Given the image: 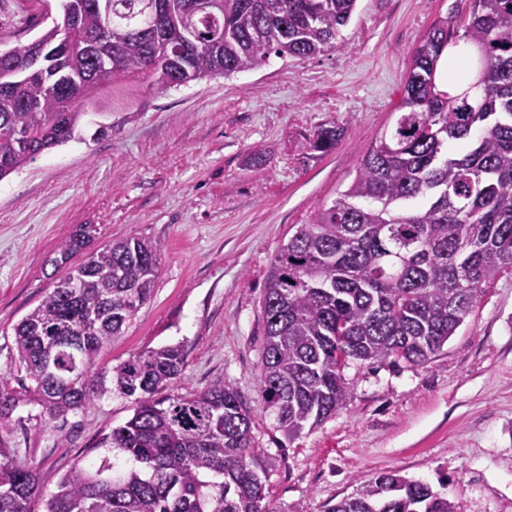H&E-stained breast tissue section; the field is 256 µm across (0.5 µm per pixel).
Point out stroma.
Instances as JSON below:
<instances>
[{"mask_svg": "<svg viewBox=\"0 0 512 512\" xmlns=\"http://www.w3.org/2000/svg\"><path fill=\"white\" fill-rule=\"evenodd\" d=\"M467 0H359L341 48L302 60L270 56L255 69L165 88L126 72L95 89L80 138L0 180V387L28 384L14 327L51 291L50 263L79 225L91 249L139 237L160 250L151 300L101 352L129 356L183 345L187 365L169 394L222 381L253 418L272 512H328L386 470L430 484L458 512H512V271L429 363H351L335 415L286 443L260 403L262 296L270 263L298 225L353 179L363 151L395 119L412 50ZM61 0H0V48L31 43ZM341 137L319 154L320 127ZM133 414L114 394L66 419L19 407L12 440L44 494L103 435ZM340 130L335 127H320L306 142L310 150L326 153L336 146Z\"/></svg>", "mask_w": 512, "mask_h": 512, "instance_id": "35a3bbf8", "label": "stroma"}]
</instances>
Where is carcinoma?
<instances>
[{
	"instance_id": "carcinoma-1",
	"label": "carcinoma",
	"mask_w": 512,
	"mask_h": 512,
	"mask_svg": "<svg viewBox=\"0 0 512 512\" xmlns=\"http://www.w3.org/2000/svg\"><path fill=\"white\" fill-rule=\"evenodd\" d=\"M189 23L190 0H64L37 40L49 64L38 77L17 65L29 47L0 51V180L75 138L83 99L126 71L165 86L231 77L270 55L302 59L334 51L358 0H214ZM184 30L181 43L153 35L155 15ZM101 39L112 58L82 43ZM476 49L471 87L438 84L448 47ZM340 130L307 141L326 153ZM82 226L52 259L57 284L14 327L31 385L0 388V512H32L37 473L11 445L13 413L36 404L66 418L96 399L134 398L133 414L99 442L104 453L75 466L44 512H269L266 466L254 456L252 416L220 381L174 396L179 344L134 354L107 370L101 351L152 297L157 246L114 240L85 253ZM512 268V0H470L468 15L437 20L412 53L393 126L362 154L340 196L301 224L274 256L265 281L259 392L290 442L345 402L350 362L424 365L440 353L502 270ZM330 512H457L422 481L387 471Z\"/></svg>"
}]
</instances>
